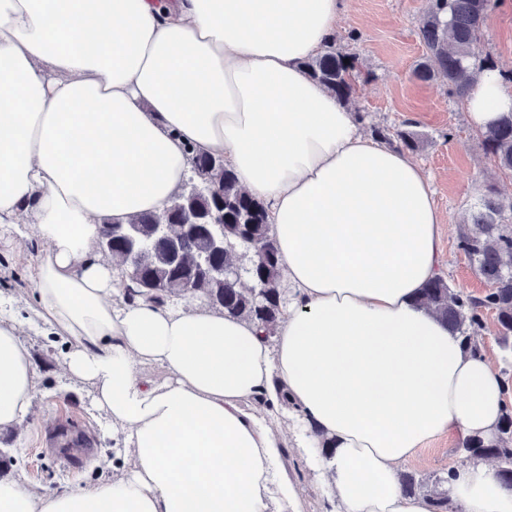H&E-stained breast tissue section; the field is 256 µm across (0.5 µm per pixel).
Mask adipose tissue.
I'll return each mask as SVG.
<instances>
[{
  "instance_id": "adipose-tissue-1",
  "label": "adipose tissue",
  "mask_w": 512,
  "mask_h": 512,
  "mask_svg": "<svg viewBox=\"0 0 512 512\" xmlns=\"http://www.w3.org/2000/svg\"><path fill=\"white\" fill-rule=\"evenodd\" d=\"M344 2L0 0V241L25 247L34 299L0 298V431L32 414L38 320L114 454L91 487L0 481V512H298L285 419L326 462L329 512H433L405 463L447 433L496 442L512 382L417 302L442 272L430 178L303 68ZM465 108L486 132L512 86L481 72ZM199 154L267 208L288 286L273 335L192 296L128 302V267L98 250L104 218L161 212ZM448 489L453 512H512L487 461Z\"/></svg>"
}]
</instances>
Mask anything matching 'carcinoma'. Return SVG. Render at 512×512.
Masks as SVG:
<instances>
[{
    "instance_id": "obj_1",
    "label": "carcinoma",
    "mask_w": 512,
    "mask_h": 512,
    "mask_svg": "<svg viewBox=\"0 0 512 512\" xmlns=\"http://www.w3.org/2000/svg\"><path fill=\"white\" fill-rule=\"evenodd\" d=\"M492 7L493 0H428L419 28L426 56L416 64L414 73L422 79H442L452 95L464 99L477 74L495 67L480 50ZM356 62L354 56L336 50L332 38L325 51L306 61L303 68L338 101L349 104ZM369 130L403 151L415 152L424 145L422 135L409 121L397 126L372 125ZM481 144L499 170L512 175V112L481 135ZM191 172L201 186L171 198L162 213L107 219L103 228L110 237L108 254L136 272L144 297L171 303L186 295L196 296L229 316L248 319L273 333L288 307V297L266 207L242 190L235 173L220 157H195ZM166 224H209L211 229L207 234L184 231L173 237L164 228ZM458 249L488 284L487 291L481 296L465 295L438 276L421 289L418 302L433 310L476 352L481 345L474 332L487 314H495L498 342L511 350L512 201L500 199L495 187H486L469 211ZM242 251L252 253L247 266L240 263ZM206 266L212 271L224 269V278L207 273ZM500 433V441L491 445L467 437L462 451L469 460L496 461L500 482L512 490L511 408L505 411ZM401 482L405 493L429 497L434 512H448L445 478H435L431 486L415 474L405 473Z\"/></svg>"
}]
</instances>
